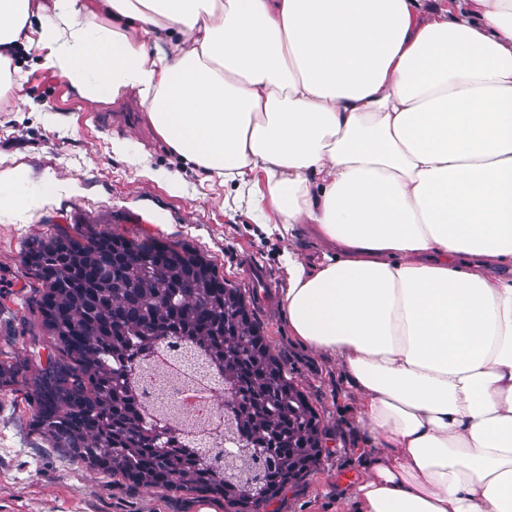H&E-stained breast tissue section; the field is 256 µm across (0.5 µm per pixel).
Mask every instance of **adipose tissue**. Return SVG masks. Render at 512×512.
I'll list each match as a JSON object with an SVG mask.
<instances>
[{
	"label": "adipose tissue",
	"instance_id": "obj_1",
	"mask_svg": "<svg viewBox=\"0 0 512 512\" xmlns=\"http://www.w3.org/2000/svg\"><path fill=\"white\" fill-rule=\"evenodd\" d=\"M32 29L44 69L137 90L184 162L309 225L280 309L358 397L352 512H512V0H0V79ZM66 189L2 168L0 212Z\"/></svg>",
	"mask_w": 512,
	"mask_h": 512
}]
</instances>
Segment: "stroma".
<instances>
[{"mask_svg": "<svg viewBox=\"0 0 512 512\" xmlns=\"http://www.w3.org/2000/svg\"><path fill=\"white\" fill-rule=\"evenodd\" d=\"M42 55L35 47L19 50L11 84L0 90V168L53 177L69 190L47 196L35 216L0 214V352L26 354L24 252L54 223L189 243L226 280L257 296L272 349L285 358L329 428L330 446L315 471L285 488L267 512H349L343 482L359 471L356 401L347 395L341 365L299 346L279 308L288 286L284 251L305 255L318 246L308 225L289 241L269 233L259 212L238 199L235 183L203 178L170 153L145 108H138L134 127L107 122V115L139 100L137 90L91 100L66 77L45 70ZM116 141L129 142L145 165L114 154ZM196 503L175 491L129 486L49 447L31 429L22 386L0 387V512H196Z\"/></svg>", "mask_w": 512, "mask_h": 512, "instance_id": "1", "label": "stroma"}]
</instances>
